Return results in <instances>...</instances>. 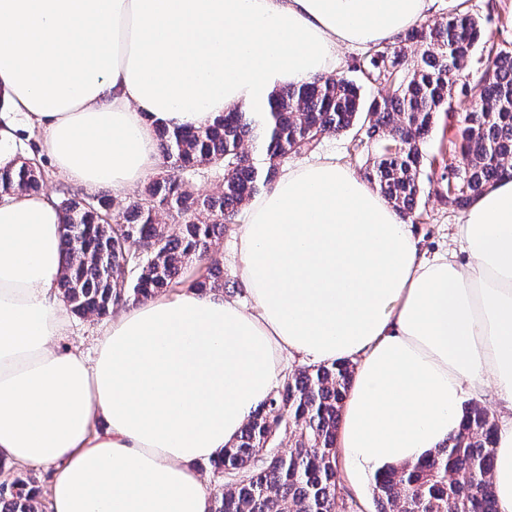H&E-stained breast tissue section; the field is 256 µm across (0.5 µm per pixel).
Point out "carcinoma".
<instances>
[{
  "instance_id": "cac0c4a2",
  "label": "carcinoma",
  "mask_w": 512,
  "mask_h": 512,
  "mask_svg": "<svg viewBox=\"0 0 512 512\" xmlns=\"http://www.w3.org/2000/svg\"><path fill=\"white\" fill-rule=\"evenodd\" d=\"M483 38L481 24L465 11L423 20L354 64L368 82L382 85L370 100L352 80L317 77L274 92L262 112L237 109L198 129H161L160 149L171 171L121 207L106 194L60 190L62 300L76 315L104 316L182 283L195 262L205 264V272L193 288L240 291L224 279L220 257L228 221L271 187L291 155L358 122L368 138L386 140L367 178L406 221L421 217L419 171L426 160L434 164L425 144L435 118L461 114L439 153L454 157L448 169L460 173L448 204L468 207L512 173V52L489 48L478 100L458 82ZM413 45L422 49L415 60L408 58ZM256 138L264 143L259 161L244 147ZM204 170L221 178L222 188L202 199L192 177ZM41 180L34 158L0 167V193L35 192ZM352 379L347 361L285 376L237 439L210 461L221 485L209 512H337V431ZM286 434L292 445L283 453ZM496 434L489 413L472 405L460 431L430 455L374 473L375 512H497L491 478ZM38 497L34 479L17 475L0 489V512H39Z\"/></svg>"
}]
</instances>
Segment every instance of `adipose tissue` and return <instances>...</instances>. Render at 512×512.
Instances as JSON below:
<instances>
[{"label": "adipose tissue", "mask_w": 512, "mask_h": 512, "mask_svg": "<svg viewBox=\"0 0 512 512\" xmlns=\"http://www.w3.org/2000/svg\"><path fill=\"white\" fill-rule=\"evenodd\" d=\"M426 0H0V102L41 126L55 169L134 188L155 130L199 127L330 75L338 50L415 24ZM234 242L254 302L184 292L113 318L95 358L58 346L63 224L47 194L0 197V457L55 465L51 512H208L191 464L233 443L284 356L351 360L337 446L350 478L446 442L466 403L509 416L494 444L512 512V178L432 256L336 161L281 167Z\"/></svg>", "instance_id": "ef3b65f1"}]
</instances>
